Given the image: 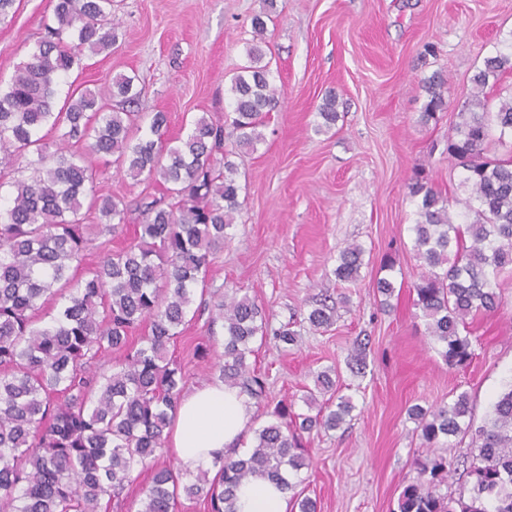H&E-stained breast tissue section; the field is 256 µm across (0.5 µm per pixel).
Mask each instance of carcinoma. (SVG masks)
Wrapping results in <instances>:
<instances>
[{
  "mask_svg": "<svg viewBox=\"0 0 512 512\" xmlns=\"http://www.w3.org/2000/svg\"><path fill=\"white\" fill-rule=\"evenodd\" d=\"M276 0L251 20L256 38L246 43L247 64L230 80L233 116L226 126L202 114L176 144L162 141L164 112L154 113L146 136L134 135L138 97L135 77L117 75L106 92L85 90L53 111L54 87L88 50L98 54L116 41L112 0H56L54 24L0 90V166L27 178L0 182V512H125L126 487L148 471L151 481L136 512H175L180 496L205 501L208 512H237L236 490L249 478L266 475L292 492L297 512H317V503L295 491L286 473L309 466L303 433L340 428L355 410L339 395L340 374H316L302 401L306 413L278 403L272 420L254 431L252 452L214 458V478L200 469L158 463L184 386L181 364L169 355L181 336L196 294L206 283L213 257L241 211V186L230 156L252 151L263 140V117L276 111L283 90L265 62L266 18ZM512 66L499 53L488 57L471 78L472 92L448 137V157L466 171L470 196L466 222L456 224L449 201L419 176L409 193L420 198L412 225L413 251L422 272L413 290L415 305L450 369L467 367L472 342L461 334L467 319L499 306L498 277L512 265V160L486 156L492 129L498 140L512 136V99L487 111L483 90ZM426 124L447 106L446 80L438 74L425 84ZM325 132L339 118L336 97L318 109ZM59 131L55 149L40 136L45 126ZM232 141V149L226 142ZM91 156H112L134 179L160 183L175 200L145 197L137 204L141 221L135 238L112 251L96 240L126 223L128 205L112 195L91 198L95 223L81 214L93 183ZM101 249L100 261L86 264V252ZM364 249L346 245L334 269L340 282L360 279ZM84 269L76 278L71 271ZM379 304L390 307L395 286L376 279ZM58 301L51 322L35 315L46 298ZM224 323V363L219 380L258 399L265 382L248 362L252 344L273 339L293 345L295 331L271 326L250 297L225 294L214 305ZM336 320V308L321 302L308 314L315 328ZM150 323V333L131 341ZM121 353L109 372L99 362ZM409 419L427 448L457 436L470 437L469 474L473 495L453 502L438 493L449 473L445 458L427 455L417 476L399 497V512H512V380L505 384L483 424L474 425L465 392L430 407L414 404Z\"/></svg>",
  "mask_w": 512,
  "mask_h": 512,
  "instance_id": "carcinoma-1",
  "label": "carcinoma"
}]
</instances>
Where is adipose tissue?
Returning <instances> with one entry per match:
<instances>
[{
  "label": "adipose tissue",
  "mask_w": 512,
  "mask_h": 512,
  "mask_svg": "<svg viewBox=\"0 0 512 512\" xmlns=\"http://www.w3.org/2000/svg\"><path fill=\"white\" fill-rule=\"evenodd\" d=\"M251 418L249 399L224 384H203L181 397L168 446L184 468L210 465L215 456L238 446ZM289 494L264 477L237 491L238 512H289Z\"/></svg>",
  "instance_id": "ef3b65f1"
}]
</instances>
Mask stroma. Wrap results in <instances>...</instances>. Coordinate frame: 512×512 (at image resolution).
<instances>
[{"instance_id": "1", "label": "stroma", "mask_w": 512, "mask_h": 512, "mask_svg": "<svg viewBox=\"0 0 512 512\" xmlns=\"http://www.w3.org/2000/svg\"><path fill=\"white\" fill-rule=\"evenodd\" d=\"M55 0H16L0 23V88L44 37ZM267 23V58L284 97L269 113L256 149L237 156L242 210L215 255L200 309L170 350L183 367L186 389L207 382L221 359L224 327L211 303L230 290L248 295L272 326L290 324L292 346L275 342L255 355L264 401L252 402V428L269 420L273 404L305 405L304 387L316 372L339 368L343 395L356 409L349 425L304 435L310 459L298 487L318 512H398L403 488L427 453L406 409L430 406L465 391L475 423L512 379V268L499 277L497 310L476 317L467 331L475 357L448 369L413 303L421 266L412 250L417 200L408 182L424 170L461 221L465 172L448 157V138L470 96L473 74L512 39V0H277ZM264 0H112L118 25L110 50L84 53L60 81L56 102L72 90H101L107 78L134 76L142 119L168 115L167 139L187 135L195 117L230 112V79L245 65L251 19ZM448 81V105L421 124L422 85L432 73ZM336 97L335 127L316 132L318 107ZM95 194L128 203L160 195L161 185L136 181L115 164L89 158ZM356 242L365 250L361 278L347 285L334 275L336 257ZM395 260L390 308L379 305L374 281L381 258ZM331 297L335 323L306 320L315 300ZM368 338L366 370L345 367L355 339ZM454 469L438 488L469 497L471 483L457 464L468 439L439 448Z\"/></svg>"}]
</instances>
